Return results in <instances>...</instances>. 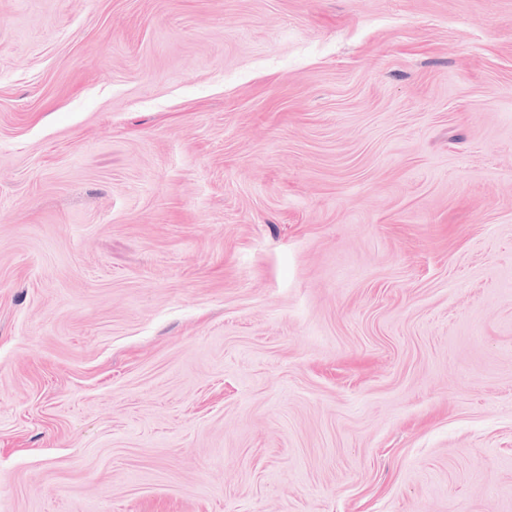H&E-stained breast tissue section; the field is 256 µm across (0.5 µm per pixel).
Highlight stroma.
Segmentation results:
<instances>
[{
  "mask_svg": "<svg viewBox=\"0 0 512 512\" xmlns=\"http://www.w3.org/2000/svg\"><path fill=\"white\" fill-rule=\"evenodd\" d=\"M0 512H512V0H0Z\"/></svg>",
  "mask_w": 512,
  "mask_h": 512,
  "instance_id": "obj_1",
  "label": "stroma"
}]
</instances>
